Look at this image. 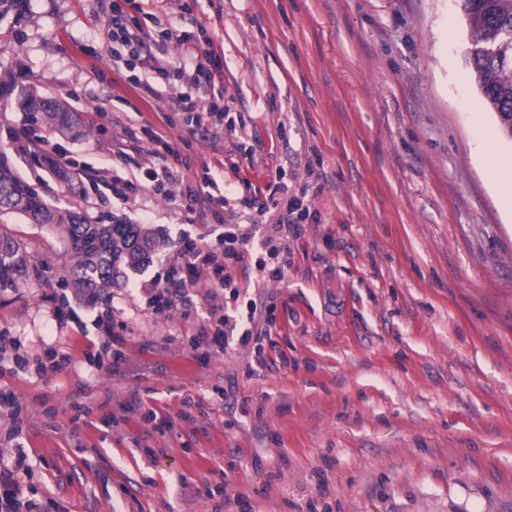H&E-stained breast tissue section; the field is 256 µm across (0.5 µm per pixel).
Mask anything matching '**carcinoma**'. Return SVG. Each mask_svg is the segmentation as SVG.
<instances>
[{
  "instance_id": "carcinoma-1",
  "label": "carcinoma",
  "mask_w": 512,
  "mask_h": 512,
  "mask_svg": "<svg viewBox=\"0 0 512 512\" xmlns=\"http://www.w3.org/2000/svg\"><path fill=\"white\" fill-rule=\"evenodd\" d=\"M28 0H0V19L20 22ZM470 26L467 63L475 75L486 106L499 121L503 137L512 138V0H463ZM22 111L35 115L49 127L75 121L52 97L33 94L20 102ZM24 215L48 226L75 258L66 285L78 298L105 299L122 269H139L159 246L154 233L143 224H94L79 213L47 203L38 190L17 176L0 156V218ZM48 263L35 257L31 244L15 236L0 221V291L17 283L46 281Z\"/></svg>"
}]
</instances>
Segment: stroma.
<instances>
[{"mask_svg": "<svg viewBox=\"0 0 512 512\" xmlns=\"http://www.w3.org/2000/svg\"><path fill=\"white\" fill-rule=\"evenodd\" d=\"M112 0H29L0 20V154L50 204L96 224H143L164 246L126 270L106 301L65 287L71 264L47 227L9 217L48 280L0 293V332L20 353L63 340L70 366L14 373L33 476L30 512H512V208L489 175L512 141L465 61L462 0H213L195 13L224 51L234 126L162 118L112 66ZM61 97L82 121L25 149L22 92ZM173 148L237 165L257 196L275 171L312 213L289 238L284 279H259L266 227L232 272L243 297L276 304L266 362L203 355L200 323L156 314L141 287L183 239L222 233L187 196L116 197L154 146L125 134L135 111ZM250 145L244 158L240 144ZM71 156L67 191L46 162ZM122 311L118 367L88 364ZM167 418L157 431L144 415Z\"/></svg>", "mask_w": 512, "mask_h": 512, "instance_id": "stroma-1", "label": "stroma"}]
</instances>
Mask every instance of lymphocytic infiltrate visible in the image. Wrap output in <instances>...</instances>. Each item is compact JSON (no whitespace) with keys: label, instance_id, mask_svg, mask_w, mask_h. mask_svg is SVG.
I'll use <instances>...</instances> for the list:
<instances>
[{"label":"lymphocytic infiltrate","instance_id":"lymphocytic-infiltrate-1","mask_svg":"<svg viewBox=\"0 0 512 512\" xmlns=\"http://www.w3.org/2000/svg\"><path fill=\"white\" fill-rule=\"evenodd\" d=\"M137 0H112V62L130 69L129 84L137 89L152 91L154 84L181 80L190 76L192 84L212 87V97L202 100L185 90L171 98L170 109L185 115L189 125L202 128L224 118V95L214 89L224 69V56L216 49L211 38L193 39L180 20L167 19L162 31L163 41H177L185 47L182 57L162 60L151 65L148 71L139 73L135 67L141 57L150 53L149 36L136 16ZM189 159H182L180 167H172L168 161L146 168L134 179L124 180L125 188L171 197V188L183 180L185 170L191 169ZM276 194L268 199L242 198L241 203L250 217L275 214L264 240L270 248L273 260L272 278H282L288 267V236L300 234L299 204L288 196V187L276 183ZM251 244L249 234L240 232L233 225H225L223 238L214 244L201 245L183 241L170 258L165 274L143 291L145 304L152 311L161 313L172 307H200L206 316L191 345L223 353L237 345L250 349L257 363H264V343L276 330L275 304L272 297H256L241 300L240 289L228 272L231 264L241 263ZM207 279L214 292L222 293L223 306L211 304L209 298L194 302L191 292L199 279ZM33 467L24 448H16L9 459H0V512H21L25 505L24 488Z\"/></svg>","mask_w":512,"mask_h":512}]
</instances>
